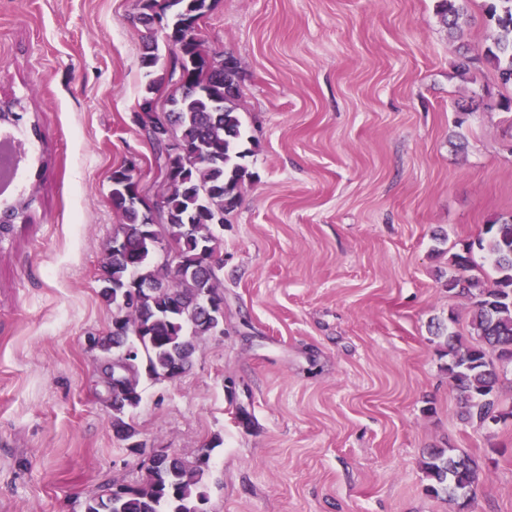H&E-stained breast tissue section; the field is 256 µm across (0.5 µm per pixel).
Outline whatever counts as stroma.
<instances>
[{"label": "stroma", "mask_w": 512, "mask_h": 512, "mask_svg": "<svg viewBox=\"0 0 512 512\" xmlns=\"http://www.w3.org/2000/svg\"><path fill=\"white\" fill-rule=\"evenodd\" d=\"M137 0H0V95L40 138L20 185L32 220L0 240V512H83L132 483L89 334L119 217L113 168L151 149ZM210 55L241 65L252 181L221 231L224 334L174 382L141 379L145 448H211L209 512H454L426 493L443 448L480 473L477 512H512V418L465 421L437 326L470 331L445 283L461 242L512 214V97L435 0H215Z\"/></svg>", "instance_id": "obj_1"}]
</instances>
